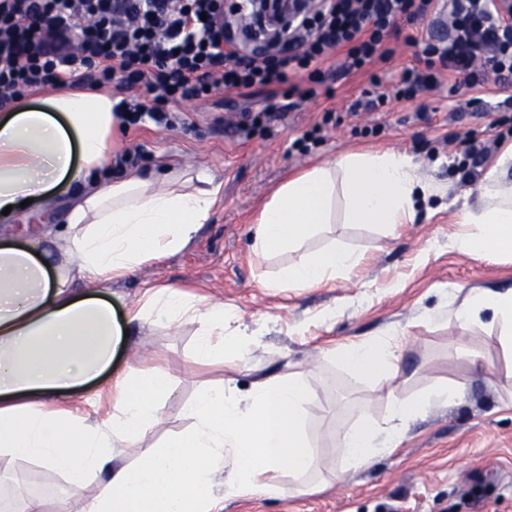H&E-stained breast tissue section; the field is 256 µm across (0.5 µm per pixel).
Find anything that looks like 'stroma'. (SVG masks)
I'll list each match as a JSON object with an SVG mask.
<instances>
[{"label": "stroma", "mask_w": 512, "mask_h": 512, "mask_svg": "<svg viewBox=\"0 0 512 512\" xmlns=\"http://www.w3.org/2000/svg\"><path fill=\"white\" fill-rule=\"evenodd\" d=\"M372 85L368 75H336L317 88L299 109L251 132L238 130L240 110L264 103L256 94L233 93L188 102L175 109L173 126L149 117L115 127L112 152L128 154L129 171L157 176L169 170L207 169L220 183L218 202L206 224L184 250L151 260L112 283L118 323L127 327L116 371L162 366L174 377L175 393L162 407L163 421L151 435L163 443L189 424L183 408L205 381L224 376V364L200 365L193 358L195 325L152 327L127 320L131 304L150 288L170 286L235 308L239 326L261 336L240 388L257 378L293 372L317 390L324 412L309 434L319 458L318 474L328 477L337 433L367 419H382L388 389L414 397L442 384H463L464 400L417 417L398 451L366 469L349 473L312 495L228 498L224 512H512V358L498 342L490 321L461 329L453 311L474 289H512V255L463 253L453 242L456 203L477 204L476 185L465 184L468 149L479 143L512 144V112L499 104L512 85L487 81L481 87L447 86L411 103L392 99L367 113L351 107ZM478 96L480 111H461L460 102ZM399 151L413 157L424 182L439 192L419 205L414 223L395 233L378 224L337 221L300 249L263 255L252 252L250 227L263 205L290 175L359 148ZM72 189H59L52 209L33 201L10 222H0V241L21 244L33 217L61 226ZM337 244L359 253L350 274H337L319 288H268L266 278L301 255ZM335 309L332 322L320 320ZM391 328L406 331L396 378L350 372L322 358V348L371 340ZM465 343L483 369L457 357ZM98 485L78 492L37 463L0 464V495L41 496L49 512H81Z\"/></svg>", "instance_id": "35a3bbf8"}]
</instances>
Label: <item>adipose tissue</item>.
Here are the masks:
<instances>
[{
    "label": "adipose tissue",
    "mask_w": 512,
    "mask_h": 512,
    "mask_svg": "<svg viewBox=\"0 0 512 512\" xmlns=\"http://www.w3.org/2000/svg\"><path fill=\"white\" fill-rule=\"evenodd\" d=\"M112 95L105 91L49 94L43 106L23 104L0 113V211L27 199H53L59 186L77 192L62 228L40 229L25 246L0 245V459L43 464L71 488L98 479L83 512H223L230 496L279 497L275 473L288 471L296 494L322 491L312 474L316 448L308 424L320 403L301 376L284 373L240 389L260 337L239 333L237 314L171 287L149 290L129 321L196 324L193 355L202 363L231 356L234 376L202 383L187 404L192 423L164 444L146 443L161 421L173 378L162 368L126 371L112 380L106 416L52 408L51 396L76 392L110 371L123 341L107 295L115 279L143 263L184 249L208 220L219 191L205 170L182 178L130 173L106 181L112 163ZM512 165V148L485 174L480 204L462 206L466 226L456 247L464 252L512 254V187L497 189ZM420 185L411 157L394 151L349 152L288 179L251 227L253 251L289 250L336 221L344 202L351 224L395 232L416 217ZM360 255L331 245L288 265L278 288L328 284L353 271ZM491 313L502 347L512 352V289L470 292L457 308L461 328ZM399 330L362 343L325 349L360 375L398 372ZM463 385H440L418 398L387 395L382 420L342 430L336 454L343 472L366 468L402 445L411 421L432 407L460 401ZM135 443L134 462L123 449Z\"/></svg>",
    "instance_id": "adipose-tissue-1"
}]
</instances>
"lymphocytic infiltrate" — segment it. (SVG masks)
<instances>
[{"mask_svg": "<svg viewBox=\"0 0 512 512\" xmlns=\"http://www.w3.org/2000/svg\"><path fill=\"white\" fill-rule=\"evenodd\" d=\"M447 14L424 66L378 101L411 102L442 74L476 88L512 82V18L496 0H313L279 56L250 51L224 26V0H0V106L47 87H113L121 120L171 125L168 106L256 88L313 96L326 74L370 72L401 22ZM307 75L306 89L292 86Z\"/></svg>", "mask_w": 512, "mask_h": 512, "instance_id": "obj_1", "label": "lymphocytic infiltrate"}]
</instances>
